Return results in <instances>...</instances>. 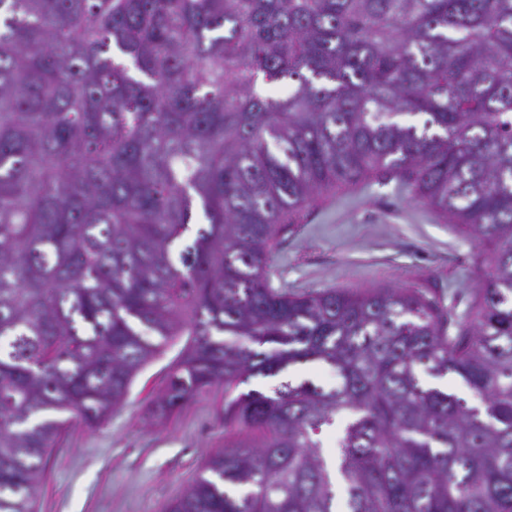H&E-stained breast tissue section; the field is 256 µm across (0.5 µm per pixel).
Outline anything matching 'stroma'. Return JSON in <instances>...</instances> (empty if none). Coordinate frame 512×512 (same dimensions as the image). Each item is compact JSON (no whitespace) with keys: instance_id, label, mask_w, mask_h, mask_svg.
Masks as SVG:
<instances>
[{"instance_id":"obj_1","label":"stroma","mask_w":512,"mask_h":512,"mask_svg":"<svg viewBox=\"0 0 512 512\" xmlns=\"http://www.w3.org/2000/svg\"><path fill=\"white\" fill-rule=\"evenodd\" d=\"M475 250V241L410 200L397 181L371 179L307 205L277 239L271 279L292 292L421 287L464 302L475 286ZM189 343L186 335L170 338L102 425L77 421L60 437L46 461L36 512H165L223 449V388L169 418L150 414ZM283 380L329 387L336 375L321 364L295 365L248 386L268 391Z\"/></svg>"}]
</instances>
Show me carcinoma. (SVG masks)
<instances>
[{
    "mask_svg": "<svg viewBox=\"0 0 512 512\" xmlns=\"http://www.w3.org/2000/svg\"><path fill=\"white\" fill-rule=\"evenodd\" d=\"M371 176L477 242L464 311L273 287ZM182 335L155 414L222 386L225 449L166 512H512V0H0V512ZM311 361L336 386L236 393Z\"/></svg>",
    "mask_w": 512,
    "mask_h": 512,
    "instance_id": "cac0c4a2",
    "label": "carcinoma"
}]
</instances>
